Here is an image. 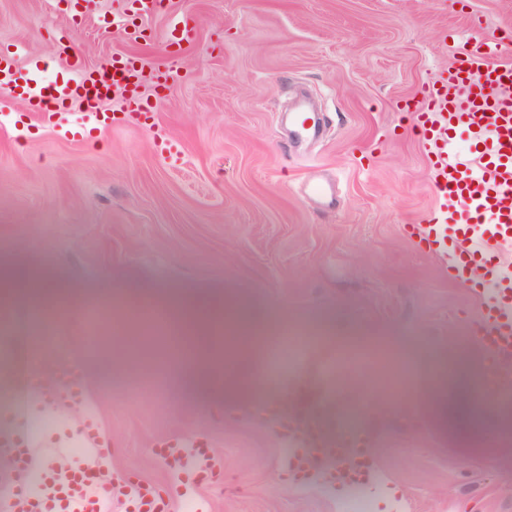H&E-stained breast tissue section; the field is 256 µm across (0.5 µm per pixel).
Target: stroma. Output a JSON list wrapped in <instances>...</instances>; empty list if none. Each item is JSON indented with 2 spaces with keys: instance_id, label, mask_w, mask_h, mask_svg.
<instances>
[{
  "instance_id": "1",
  "label": "stroma",
  "mask_w": 512,
  "mask_h": 512,
  "mask_svg": "<svg viewBox=\"0 0 512 512\" xmlns=\"http://www.w3.org/2000/svg\"><path fill=\"white\" fill-rule=\"evenodd\" d=\"M194 32L176 59L178 80L152 89L154 127L134 124L69 140L78 112L44 121L13 101L0 105V263L38 255L41 280L101 302L53 320L19 305L0 313V368L30 348L73 370L84 403L0 396V417L26 414L39 430L32 469L54 474L82 462L77 430L96 417L109 445L99 480L154 485L165 512H183L159 456L168 439H197L215 462L195 492L211 512H341L331 466L307 477L285 468L289 440L279 410L312 385L329 427L350 423L373 449L376 512H512V402L485 414L475 437L416 407L414 384L436 370L469 371L480 392L512 399V370L472 341L482 304L449 283L439 261L416 244L413 226L432 207L428 163L403 108L446 72L457 45L495 29L512 57V0H166ZM56 0H0V45L42 55L50 73L67 62L48 55L65 25ZM165 16L147 20L153 37L131 44L103 35L95 19L75 33L87 66L134 52L165 62ZM308 99L322 118L314 141L290 139L287 109ZM335 184L330 208L309 183ZM185 290L253 300L273 335L292 324L305 335L264 404L225 401L216 391L167 384L136 394L128 377L149 351L98 345L130 325L134 301ZM379 337L370 371L400 370L395 337L412 378L386 407L349 377L356 344ZM62 341L64 359L48 352Z\"/></svg>"
}]
</instances>
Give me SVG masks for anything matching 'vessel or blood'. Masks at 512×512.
Wrapping results in <instances>:
<instances>
[{
    "mask_svg": "<svg viewBox=\"0 0 512 512\" xmlns=\"http://www.w3.org/2000/svg\"><path fill=\"white\" fill-rule=\"evenodd\" d=\"M132 12L100 15L104 35L120 34L129 41L142 37L144 17L162 10L164 0H135ZM83 18L69 16L65 29L49 42L52 56L66 59V77H41V61H20L18 54L0 49V99L23 103L27 112L49 119L63 112H82L85 121L68 130L75 140L95 131L120 126L127 120L143 124L155 116L156 106L142 90L145 70H152L156 86L172 83L174 66L151 65L144 57H110L96 67L86 66L74 53L72 33ZM496 35L482 33L420 98L406 100L412 126L427 157L435 205L417 227L418 245L435 255L450 282L482 298L481 324L473 341L503 358L512 357V257L504 244L512 242V64L502 62ZM122 89L125 104L120 115L107 113L103 104L113 89ZM467 135L466 154L454 152L451 134ZM11 425L18 436L1 439L0 449L12 458L11 483L24 512H108L110 487L94 486L93 468L74 470L46 480L28 471L29 445L19 434L28 427L22 415ZM290 445L300 468L337 461V484H350L355 470L376 473L366 448L352 445L351 436L330 438L313 417L298 419L290 427ZM164 457L174 479V490L189 497L187 478L212 467L210 457L196 445L166 448ZM133 512H159L160 500L145 483L125 487Z\"/></svg>",
    "mask_w": 512,
    "mask_h": 512,
    "instance_id": "obj_1",
    "label": "vessel or blood"
}]
</instances>
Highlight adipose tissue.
Returning a JSON list of instances; mask_svg holds the SVG:
<instances>
[{"mask_svg": "<svg viewBox=\"0 0 512 512\" xmlns=\"http://www.w3.org/2000/svg\"><path fill=\"white\" fill-rule=\"evenodd\" d=\"M29 268L4 263L0 265V309L7 310L20 299L55 304V291L51 288L33 289ZM164 306L170 316L182 327L188 328L193 340L192 365L174 368V376L183 383L223 392L226 398L258 397L264 389L259 372L260 355L254 349L252 330L257 325L247 301L226 300L210 293L175 294ZM224 324L228 334L214 336L212 327ZM230 351L231 360H224L223 351ZM463 381L454 374L439 377L434 385L435 398L423 401L424 408L447 416L449 424L469 420L471 429H478L482 407L477 401L458 404L456 395Z\"/></svg>", "mask_w": 512, "mask_h": 512, "instance_id": "obj_1", "label": "adipose tissue"}]
</instances>
